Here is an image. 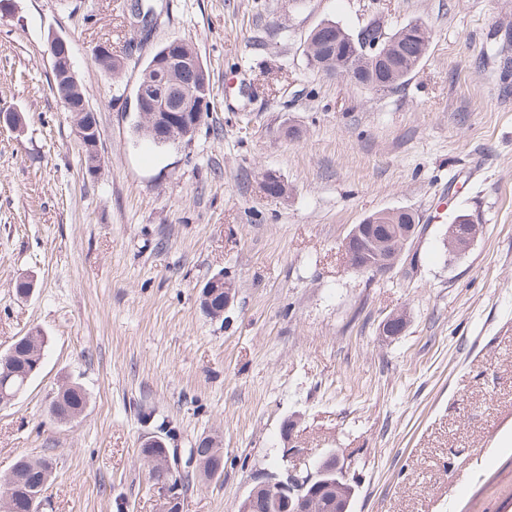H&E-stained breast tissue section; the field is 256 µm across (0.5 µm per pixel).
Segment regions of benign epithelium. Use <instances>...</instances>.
I'll return each mask as SVG.
<instances>
[{
	"mask_svg": "<svg viewBox=\"0 0 512 512\" xmlns=\"http://www.w3.org/2000/svg\"><path fill=\"white\" fill-rule=\"evenodd\" d=\"M350 43L363 54L361 64L355 69L354 77L365 76L370 87H381L391 72L398 69L397 61L406 55L404 44L389 36L380 35L375 40L368 38L367 29L349 36ZM50 53L54 64L57 84L62 88L58 98L65 111L76 115L79 108L73 105L82 95L81 86L69 57L65 40L52 32L48 36ZM185 41L173 39L160 52L151 64V76L141 81L137 91V108L144 119V131L153 133L155 127L164 125L170 128L177 139L186 142L195 135L205 116L208 103L206 92L199 84L184 83L177 73L184 69L199 72V63L190 61L184 51ZM399 208L374 213L362 223L354 225L343 242L342 250L351 264L369 269L381 275L396 267L407 245L418 233L416 224H398ZM479 233L477 224H450L446 235L449 251H464ZM368 241L372 258L367 263L360 262L359 243ZM224 288V307H229L235 297L234 284L222 275L215 276L210 287ZM406 317L402 314L389 316L382 324L385 336L396 337L403 334ZM11 377H6L0 385V406H8L24 391L27 382L18 386L10 385ZM142 447L146 454L151 449H160L158 464L163 470L161 481L153 484L159 500L160 512H177L181 505L182 483L174 479L185 475L184 466H193L202 476L215 479L223 474V452L209 448L194 447L189 450V458L182 461L180 449L170 448L160 434L144 439ZM21 463H16L6 475L5 492L0 496V512H15L17 489L20 485ZM350 464L336 448L327 449L324 454L304 466L293 465L279 472L260 475L240 505V512H253L257 497L262 496L273 502L277 512H345L344 500L353 493L347 489Z\"/></svg>",
	"mask_w": 512,
	"mask_h": 512,
	"instance_id": "7a95c632",
	"label": "benign epithelium"
}]
</instances>
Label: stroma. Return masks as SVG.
I'll list each match as a JSON object with an SVG mask.
<instances>
[{"mask_svg": "<svg viewBox=\"0 0 512 512\" xmlns=\"http://www.w3.org/2000/svg\"><path fill=\"white\" fill-rule=\"evenodd\" d=\"M149 2L157 23L133 53L127 0L0 14V109L22 119L0 123V352L33 328L47 340L0 407V477L42 457V512H158L139 448L163 422L169 447L224 450L221 479L191 482L181 512H239L260 474L326 448L354 463L351 512H512V79L489 51L512 41V0ZM326 20L418 22L429 51L393 90L330 78L304 56ZM52 32L97 113L94 175L51 89ZM176 38L210 107L190 144L160 146L135 134L133 93ZM102 44L119 76L95 64ZM393 208L418 216L417 238L387 274L351 269L352 227ZM461 212L480 232L452 257ZM217 274L236 297L213 319L199 296ZM396 312L404 333L381 335ZM71 382L89 403L60 424L49 403Z\"/></svg>", "mask_w": 512, "mask_h": 512, "instance_id": "1", "label": "stroma"}]
</instances>
